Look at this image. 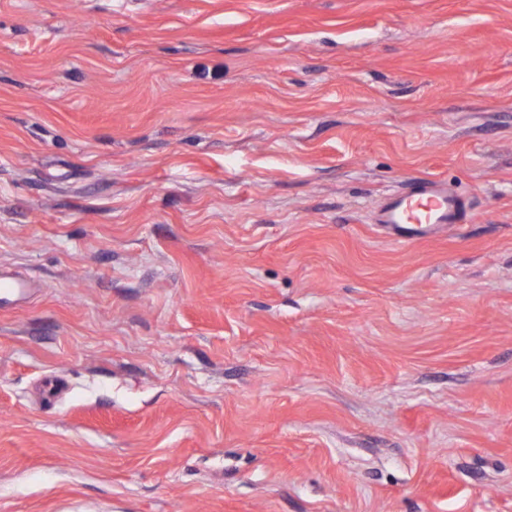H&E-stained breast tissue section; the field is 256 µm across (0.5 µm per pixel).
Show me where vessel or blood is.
<instances>
[{
  "instance_id": "1",
  "label": "vessel or blood",
  "mask_w": 512,
  "mask_h": 512,
  "mask_svg": "<svg viewBox=\"0 0 512 512\" xmlns=\"http://www.w3.org/2000/svg\"><path fill=\"white\" fill-rule=\"evenodd\" d=\"M470 205L447 180L429 178L409 182L389 193L373 221L382 225L391 240L406 243L465 223ZM30 283L0 269V303L22 299Z\"/></svg>"
}]
</instances>
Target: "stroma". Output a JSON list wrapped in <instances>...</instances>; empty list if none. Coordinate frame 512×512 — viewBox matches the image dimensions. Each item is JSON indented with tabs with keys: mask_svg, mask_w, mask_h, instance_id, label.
<instances>
[{
	"mask_svg": "<svg viewBox=\"0 0 512 512\" xmlns=\"http://www.w3.org/2000/svg\"><path fill=\"white\" fill-rule=\"evenodd\" d=\"M0 266V512H512V0H0ZM470 210L466 198L448 180L435 177L409 182L389 193L372 224H381L391 240L406 243L464 224ZM32 285L29 281L17 278L13 274L0 269V303L5 305L10 301L22 299Z\"/></svg>",
	"mask_w": 512,
	"mask_h": 512,
	"instance_id": "stroma-1",
	"label": "stroma"
}]
</instances>
